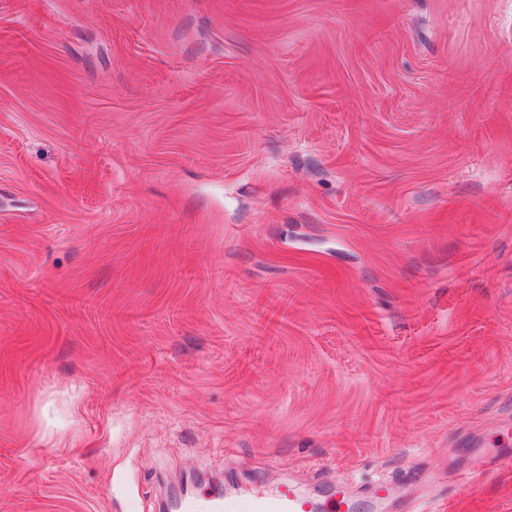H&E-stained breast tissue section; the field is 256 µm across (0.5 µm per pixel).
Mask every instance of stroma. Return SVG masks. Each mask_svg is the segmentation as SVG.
<instances>
[{
  "mask_svg": "<svg viewBox=\"0 0 512 512\" xmlns=\"http://www.w3.org/2000/svg\"><path fill=\"white\" fill-rule=\"evenodd\" d=\"M512 0H0V512H512ZM183 512H307V503L289 488L272 496L250 500L224 499L221 496L204 495L185 500Z\"/></svg>",
  "mask_w": 512,
  "mask_h": 512,
  "instance_id": "obj_1",
  "label": "stroma"
}]
</instances>
